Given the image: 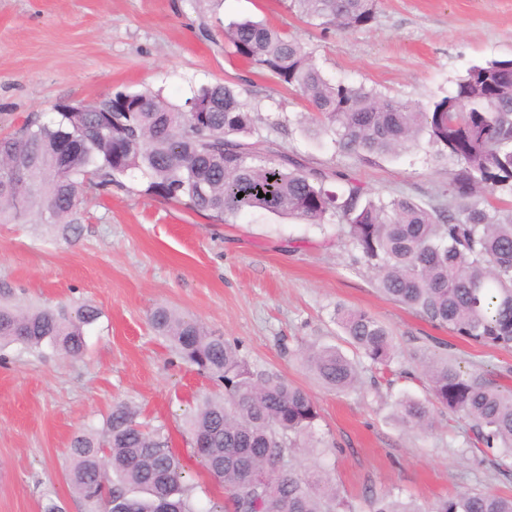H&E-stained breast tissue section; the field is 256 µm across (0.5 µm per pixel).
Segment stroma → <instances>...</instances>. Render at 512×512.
<instances>
[{
	"instance_id": "stroma-1",
	"label": "stroma",
	"mask_w": 512,
	"mask_h": 512,
	"mask_svg": "<svg viewBox=\"0 0 512 512\" xmlns=\"http://www.w3.org/2000/svg\"><path fill=\"white\" fill-rule=\"evenodd\" d=\"M263 20L297 38L323 74L426 108L474 64L512 59V0H379L368 28L324 30L285 0H0V135L29 117L49 120L55 103L91 102L108 91L159 92L184 103L200 86L242 90L259 135L289 159L339 173L334 190L406 197L422 206L448 200V164L428 147L361 160L337 153L330 137L306 131L309 103L274 77L224 51L225 23ZM123 187L90 189L82 232L64 241L33 224H0V300L57 309L88 303L102 316L82 358L51 347L0 349V512H94L72 494L69 444L102 430L117 401H130L163 427L192 486L197 512L225 493L190 444L185 419L198 395L217 386L184 363L148 323L166 305L237 344L252 368L306 389L320 417L315 435L334 444L304 465L329 474L339 512H369L370 492L393 491L427 507L457 490L512 494V475L466 452L468 433L435 413L430 434L406 431L394 397L423 399L418 378L374 392L360 367L357 390L325 388L302 366L308 345H338L337 306L361 309L394 333L397 369H412L430 338L448 345L461 369H479L512 389V350L469 344L380 294L371 271L353 263L341 220L315 226L263 210L220 224L144 193L140 175Z\"/></svg>"
}]
</instances>
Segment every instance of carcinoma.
I'll list each match as a JSON object with an SVG mask.
<instances>
[{
    "label": "carcinoma",
    "instance_id": "carcinoma-1",
    "mask_svg": "<svg viewBox=\"0 0 512 512\" xmlns=\"http://www.w3.org/2000/svg\"><path fill=\"white\" fill-rule=\"evenodd\" d=\"M378 0H288L289 11L324 29H361L376 20ZM233 54L298 91L311 105L314 132L339 153L365 159L396 155L421 138L438 160H450L448 204L426 208L409 198L361 201L351 185L328 187L334 174L305 169L258 138L242 92L203 85L182 105L150 92L115 91L86 112L53 106L56 117H31L0 137V224H47L56 236L80 235L85 185L120 186L138 171L145 193L220 222L253 210L306 224L346 223L356 260L371 269L390 300L436 327L479 346L512 348V59L470 67L453 92L431 108L391 101L363 85L326 78L296 38L264 21L224 27ZM244 196L237 197L238 193ZM270 197H258L259 193ZM101 317L88 304L57 310L1 304L0 346L50 344L78 359L86 328ZM335 319L356 355L379 370L395 357L389 327L362 310L336 307ZM157 335L198 373L223 387L202 397L186 420L194 450L227 494L210 512H337L336 488L288 464V449L316 448L317 402L280 376L253 370L238 346L166 306L149 314ZM303 362L326 387H357L359 362L336 346H311ZM430 398L399 396L397 421L432 430V407L464 421L468 450L492 456L508 475L512 459V391L477 371H463L440 345L417 363ZM67 484L102 512H194L180 459L160 428L141 422L130 402L112 406L105 429L76 432ZM370 512H421L387 491L369 497ZM428 512H512V496L464 489Z\"/></svg>",
    "mask_w": 512,
    "mask_h": 512
}]
</instances>
